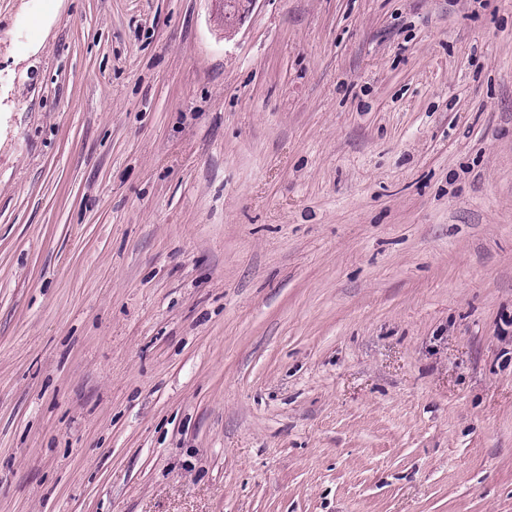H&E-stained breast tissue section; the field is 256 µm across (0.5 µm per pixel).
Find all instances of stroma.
<instances>
[{
  "label": "stroma",
  "instance_id": "35a3bbf8",
  "mask_svg": "<svg viewBox=\"0 0 512 512\" xmlns=\"http://www.w3.org/2000/svg\"><path fill=\"white\" fill-rule=\"evenodd\" d=\"M0 512H512V0H0Z\"/></svg>",
  "mask_w": 512,
  "mask_h": 512
}]
</instances>
